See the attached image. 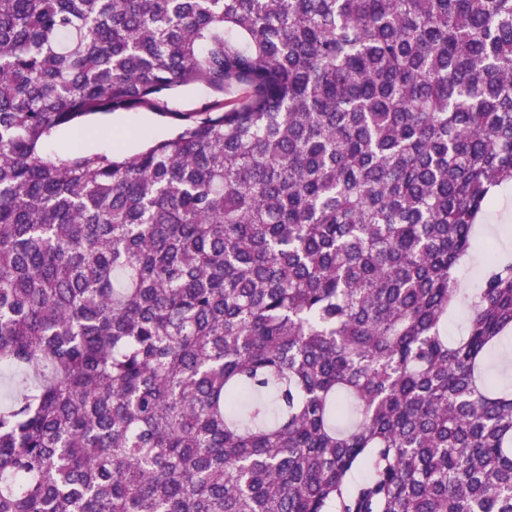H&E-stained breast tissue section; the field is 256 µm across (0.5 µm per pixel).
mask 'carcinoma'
<instances>
[{
    "mask_svg": "<svg viewBox=\"0 0 512 512\" xmlns=\"http://www.w3.org/2000/svg\"><path fill=\"white\" fill-rule=\"evenodd\" d=\"M509 182L512 0H0V512H512ZM210 99V90L198 84L171 98L167 106L172 112H195ZM128 120H139L146 125V129L133 142L129 138H120L115 128ZM172 123L167 117H162L153 111L138 110L130 112H113L111 115L94 118L84 127V138L79 142L74 131L62 128L46 143L45 151L50 154H63L69 152L71 147L83 151H109L119 143L124 153H135L141 150L148 142L167 138L171 133ZM112 130L111 137H102L100 132ZM509 190L507 196L498 193L494 202L485 213L484 224H477L476 237L478 240L492 239L502 253L512 255V221H504L501 217L504 209H512V186L505 187ZM511 189V193H510ZM505 239L508 240L506 245ZM511 252V253H510Z\"/></svg>",
    "mask_w": 512,
    "mask_h": 512,
    "instance_id": "obj_1",
    "label": "carcinoma"
}]
</instances>
